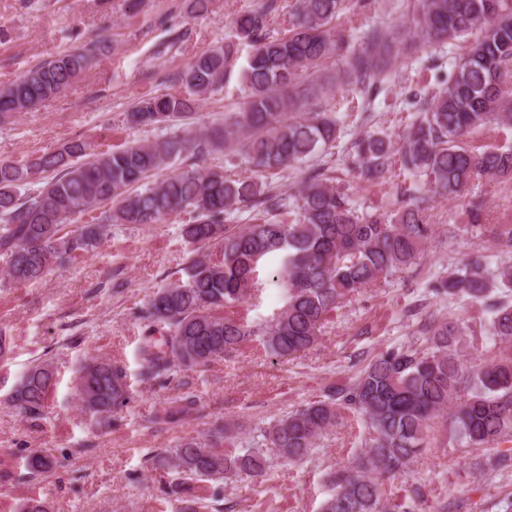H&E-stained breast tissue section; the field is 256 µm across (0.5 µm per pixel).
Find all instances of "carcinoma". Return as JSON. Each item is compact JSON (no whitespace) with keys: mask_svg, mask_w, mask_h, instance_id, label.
<instances>
[{"mask_svg":"<svg viewBox=\"0 0 512 512\" xmlns=\"http://www.w3.org/2000/svg\"><path fill=\"white\" fill-rule=\"evenodd\" d=\"M341 8L342 0H296L291 24L278 37L266 31L274 0L239 16L236 41L194 56L175 76L182 92L149 94L134 103L128 121L136 127L181 126L164 138L111 151L74 139L26 164L0 160V253L8 257V278L39 285L53 266L88 252L108 227L158 224L185 212L189 220L181 235L192 247L191 257L181 276L158 289L142 312L146 330L139 355L145 378L207 366L253 336L280 358L318 344L325 322L343 302L421 258L433 232L432 198L457 199L477 176L512 177V150L475 151L467 145L477 129L512 125V0H418L407 26L418 46L453 47L469 34L476 37L462 41L443 86L413 102L420 116L399 142L370 132L353 143L354 165L364 182H382L397 163L420 179L418 186L398 209L377 206L366 213L357 211L330 171L309 176L294 194L271 192L263 174L331 154L343 132L338 113L308 107V99L324 87L304 83L340 56L343 39L335 22ZM390 39L392 34L375 29L362 50L343 57L345 73L367 95L386 76L380 61L389 53ZM239 43L250 47L242 67L243 110L227 116L222 130L192 127L200 97L231 75ZM111 48L112 37L103 32L30 68L0 89V120L62 94ZM223 148L242 150L254 172L235 178L220 168H191L151 180L180 159ZM239 208L255 211L253 223H227V215ZM84 215L91 223L68 229ZM269 257L279 261L284 306L260 327L220 313L259 290L257 267ZM509 291L512 264L489 273L479 255L430 285L436 297L462 295L488 306L489 338L512 345V300L502 297ZM422 334V346L381 354L352 381L329 386L321 399L257 429L243 445L221 424L208 439H184L160 461L197 480L262 479L268 473L265 450L298 463L346 410L364 419L368 438L352 465L328 474L332 493L322 512H389L385 482L406 473L429 447L438 420L448 443L481 451L477 469L511 467L512 449L494 447L512 441V357L467 365L466 326L444 315L425 324ZM54 386L52 365L36 364L14 390L13 401L38 416ZM76 392L84 410L102 421L132 399L125 367L99 358L81 366ZM196 409L197 400L188 393L161 407L154 421L175 423ZM221 446L224 451H217Z\"/></svg>","mask_w":512,"mask_h":512,"instance_id":"obj_1","label":"carcinoma"}]
</instances>
